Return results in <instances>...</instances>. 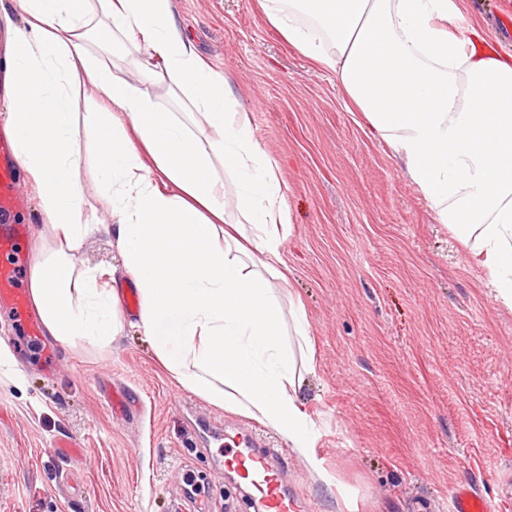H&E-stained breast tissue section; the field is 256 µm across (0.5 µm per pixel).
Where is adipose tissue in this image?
I'll return each instance as SVG.
<instances>
[{"instance_id": "obj_1", "label": "adipose tissue", "mask_w": 512, "mask_h": 512, "mask_svg": "<svg viewBox=\"0 0 512 512\" xmlns=\"http://www.w3.org/2000/svg\"><path fill=\"white\" fill-rule=\"evenodd\" d=\"M0 71L12 105L1 130L43 213L34 306L63 345L107 347L126 329L109 270L77 265L83 241L114 238L135 283L139 328L177 384L273 430L318 479L315 426L298 397L314 369L301 303L283 307L281 247L292 225L274 164L256 147L223 78L181 34L172 0H20ZM268 22L334 71L466 248L512 304V53L458 0H260ZM137 54L120 72L87 47L97 26ZM171 82L203 119L191 129L149 86ZM93 138L114 221L85 210L75 178ZM233 174L234 199L222 172Z\"/></svg>"}]
</instances>
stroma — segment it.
I'll return each instance as SVG.
<instances>
[{
    "label": "stroma",
    "instance_id": "35a3bbf8",
    "mask_svg": "<svg viewBox=\"0 0 512 512\" xmlns=\"http://www.w3.org/2000/svg\"><path fill=\"white\" fill-rule=\"evenodd\" d=\"M183 35L225 76L284 185L293 234L281 302L304 304L315 370L299 391L349 505L291 455L309 512H448L453 486L512 512V308L469 266L335 73L257 0H173ZM0 309V512H253L224 465L250 418L178 386L134 327L118 344L43 337Z\"/></svg>",
    "mask_w": 512,
    "mask_h": 512
}]
</instances>
